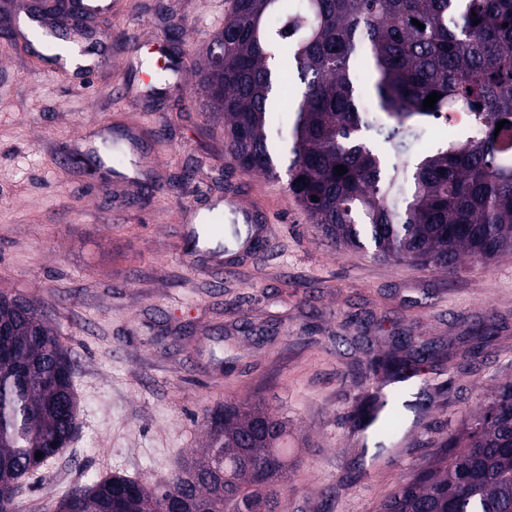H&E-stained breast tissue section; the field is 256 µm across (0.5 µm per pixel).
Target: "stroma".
<instances>
[{"label":"stroma","instance_id":"obj_1","mask_svg":"<svg viewBox=\"0 0 512 512\" xmlns=\"http://www.w3.org/2000/svg\"><path fill=\"white\" fill-rule=\"evenodd\" d=\"M100 70L75 85L0 37V291L34 301L76 366L72 441L24 481L15 512H51L86 477L168 481L204 413L262 396L295 450L288 512H376L477 406L512 379V255L454 274L335 248L285 179L243 170L199 90L226 0H114ZM142 131L140 183L92 172L88 149ZM70 148L66 163L58 151ZM261 202L269 235L231 266L179 257L178 207ZM401 336L443 352L396 444L366 455L348 420L366 362Z\"/></svg>","mask_w":512,"mask_h":512}]
</instances>
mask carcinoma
I'll list each match as a JSON object with an SVG mask.
<instances>
[{"mask_svg": "<svg viewBox=\"0 0 512 512\" xmlns=\"http://www.w3.org/2000/svg\"><path fill=\"white\" fill-rule=\"evenodd\" d=\"M199 73L239 165L278 178L288 159L290 195L336 246L450 273L465 258L512 254V163L501 158L512 152V0H229ZM434 92L435 108L423 109ZM457 111L468 113L467 134L410 164L429 119ZM283 112L289 135L274 140ZM0 328V512H12L38 469L34 453L47 461L71 439L76 371L32 301L19 307L0 292ZM437 357L411 336L370 357L374 392L358 399L351 425L399 433L397 409L412 406L419 365ZM204 418L201 456L166 484L90 477L54 512H158L166 496L189 498L194 512H288V420L259 401ZM378 512H512V380L482 396Z\"/></svg>", "mask_w": 512, "mask_h": 512, "instance_id": "cac0c4a2", "label": "carcinoma"}]
</instances>
